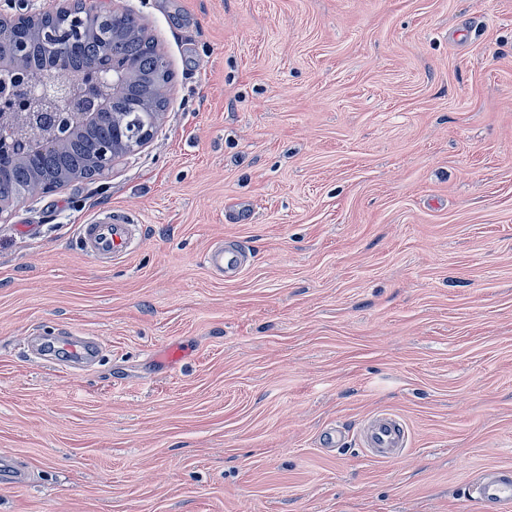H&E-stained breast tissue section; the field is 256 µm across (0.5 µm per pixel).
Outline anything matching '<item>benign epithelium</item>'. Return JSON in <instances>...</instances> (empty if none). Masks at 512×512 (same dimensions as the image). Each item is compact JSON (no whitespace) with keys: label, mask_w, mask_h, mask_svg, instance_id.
<instances>
[{"label":"benign epithelium","mask_w":512,"mask_h":512,"mask_svg":"<svg viewBox=\"0 0 512 512\" xmlns=\"http://www.w3.org/2000/svg\"><path fill=\"white\" fill-rule=\"evenodd\" d=\"M16 7L10 15L0 13V25L7 23H28L45 19L53 13H65L69 17L68 25L63 28L34 29L32 35L42 43L48 44L56 57L57 69L34 77L29 68V58L33 40L18 38L10 40L9 33L0 28V69L12 73V83L0 82V95L12 104L10 117L0 121V130L7 133L18 143H29L36 138L40 128L49 123L70 131L57 139L46 142L43 148L56 154L65 153L73 141L86 133L84 120L69 125V116L76 111L90 113L97 109L99 101V82L89 80L80 74H70L63 70L77 42L85 35H91L100 29H106L112 36L123 34V19L128 9H116L105 6L102 0H56L57 7H32L29 0H8ZM112 63L103 56L91 61L88 70L103 79L112 77L117 92L142 83L140 77L132 72L111 73ZM164 121V112L152 113L149 125H131L120 136L119 141L100 150L97 159L98 178L112 172L118 161L145 148L154 138ZM65 186V183L50 179L42 174L35 175L28 193L48 195Z\"/></svg>","instance_id":"obj_1"}]
</instances>
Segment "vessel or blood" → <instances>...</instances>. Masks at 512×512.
<instances>
[{"instance_id": "obj_1", "label": "vessel or blood", "mask_w": 512, "mask_h": 512, "mask_svg": "<svg viewBox=\"0 0 512 512\" xmlns=\"http://www.w3.org/2000/svg\"><path fill=\"white\" fill-rule=\"evenodd\" d=\"M140 235V225L108 213L78 228L81 249L98 263L125 258ZM204 262L211 271L230 280L241 274L246 263L245 250L238 244L219 242L206 251ZM95 356V342L82 337L45 343L39 354L42 360L65 362L73 367L82 366ZM361 442L374 457L392 459L405 454L410 446V432L399 418L378 414L364 423ZM468 493L485 507L486 512H512V469L486 472L469 486Z\"/></svg>"}]
</instances>
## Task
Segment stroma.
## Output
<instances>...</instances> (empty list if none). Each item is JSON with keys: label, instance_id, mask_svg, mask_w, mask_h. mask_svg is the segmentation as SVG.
<instances>
[{"label": "stroma", "instance_id": "1", "mask_svg": "<svg viewBox=\"0 0 512 512\" xmlns=\"http://www.w3.org/2000/svg\"><path fill=\"white\" fill-rule=\"evenodd\" d=\"M115 3L165 119L0 223V512H478L512 467V0ZM104 206L143 234L100 266L75 233ZM71 333L95 363L36 357ZM378 412L405 457L360 446ZM124 23L130 34L112 44V55L121 65H127L143 77L157 82L161 76L160 56L146 39L152 40L158 49L156 40L148 33L147 28L143 27L142 20L137 15L128 13ZM141 29V35L144 38L140 35ZM159 53L163 57L164 63L168 64L165 55L161 51ZM164 114V111L153 112L149 125H131L123 131L119 142H113L111 146L102 148L96 161L99 173L97 179H101L112 172L117 162L124 157L145 148L152 141L158 128L163 123ZM245 252L239 244L219 242L206 251L204 262L211 271L230 280L243 271L246 263ZM468 493L488 512H511L512 469H492L486 472L469 486Z\"/></svg>", "mask_w": 512, "mask_h": 512}]
</instances>
